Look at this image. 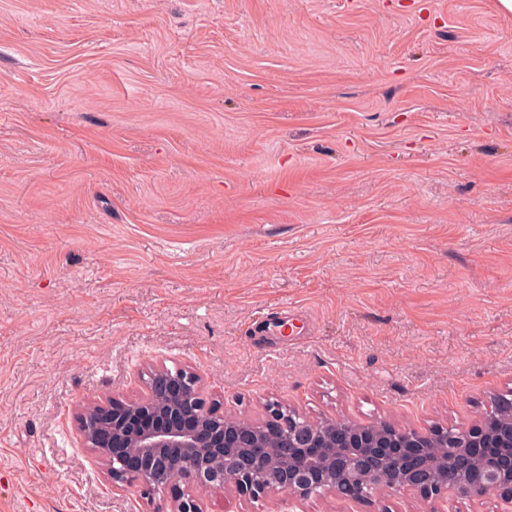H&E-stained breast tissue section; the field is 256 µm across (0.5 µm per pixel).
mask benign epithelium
Listing matches in <instances>:
<instances>
[{
    "instance_id": "obj_1",
    "label": "benign epithelium",
    "mask_w": 512,
    "mask_h": 512,
    "mask_svg": "<svg viewBox=\"0 0 512 512\" xmlns=\"http://www.w3.org/2000/svg\"><path fill=\"white\" fill-rule=\"evenodd\" d=\"M194 370L164 360L142 373L134 398L102 394L81 406L75 426L112 491L139 489L154 512H209L212 497H280L305 512L314 497L367 504L413 495L446 512L448 498L493 497L512 512V414L467 425L405 427L331 416L309 419L273 399L258 421H228Z\"/></svg>"
}]
</instances>
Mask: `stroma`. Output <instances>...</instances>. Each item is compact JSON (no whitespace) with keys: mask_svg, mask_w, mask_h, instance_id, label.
<instances>
[{"mask_svg":"<svg viewBox=\"0 0 512 512\" xmlns=\"http://www.w3.org/2000/svg\"><path fill=\"white\" fill-rule=\"evenodd\" d=\"M158 359L251 420L467 424L511 391L512 13L0 0V512H149L73 409Z\"/></svg>","mask_w":512,"mask_h":512,"instance_id":"obj_1","label":"stroma"}]
</instances>
